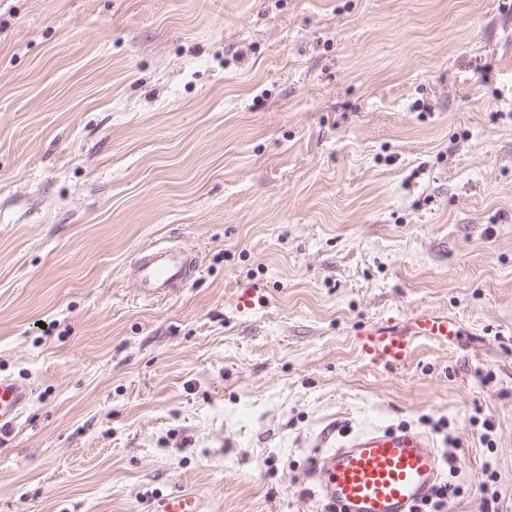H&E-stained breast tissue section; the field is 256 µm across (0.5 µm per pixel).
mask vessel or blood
<instances>
[{"label": "vessel or blood", "mask_w": 512, "mask_h": 512, "mask_svg": "<svg viewBox=\"0 0 512 512\" xmlns=\"http://www.w3.org/2000/svg\"><path fill=\"white\" fill-rule=\"evenodd\" d=\"M192 264L184 247H148L133 264L139 293L151 299L176 288ZM444 318H421L413 332L389 325L367 329L360 351L371 363L398 367L408 363L415 339L454 335ZM34 395L32 385L0 375V436L10 433ZM448 460L423 432L406 426L374 428L343 445L319 450L308 463L310 492L324 512H413L444 478ZM154 512H210L197 492L180 490L155 500Z\"/></svg>", "instance_id": "b4317fda"}]
</instances>
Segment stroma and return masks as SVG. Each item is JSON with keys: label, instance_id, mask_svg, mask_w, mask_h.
I'll return each mask as SVG.
<instances>
[{"label": "stroma", "instance_id": "35a3bbf8", "mask_svg": "<svg viewBox=\"0 0 512 512\" xmlns=\"http://www.w3.org/2000/svg\"><path fill=\"white\" fill-rule=\"evenodd\" d=\"M423 316L456 336L359 352ZM0 375V512H321L372 425L512 507V0H0ZM192 264V252L186 247H147L133 264L137 288L143 298L176 288L186 277ZM455 330L448 319L422 317L412 332L400 331L389 325L367 329L361 336L360 351L366 359L383 367L403 366L411 360L414 338L448 340ZM33 395L32 385L0 375V436L12 431L30 405ZM153 512H210L208 501L199 493L179 490L157 498Z\"/></svg>", "mask_w": 512, "mask_h": 512}]
</instances>
